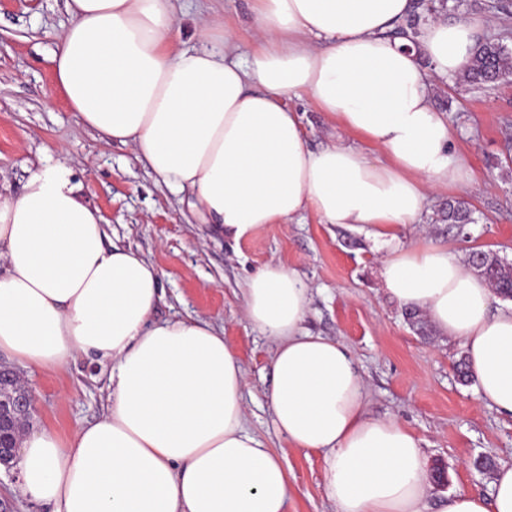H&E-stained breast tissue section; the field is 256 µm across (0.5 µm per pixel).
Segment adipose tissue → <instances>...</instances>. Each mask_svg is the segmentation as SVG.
Returning <instances> with one entry per match:
<instances>
[{"mask_svg":"<svg viewBox=\"0 0 512 512\" xmlns=\"http://www.w3.org/2000/svg\"><path fill=\"white\" fill-rule=\"evenodd\" d=\"M255 47L235 29L198 25L202 47H176L172 0H66L70 24L50 64L78 123L129 148L173 192L190 191L203 223L235 241L305 212L364 230L392 249L380 275L400 305L461 340L480 399L512 417V305L465 256L423 241L394 244L427 198L466 189L432 79L454 76L475 23L428 20L395 36L415 0H249ZM381 150L307 144L293 97ZM62 163L0 193V352L33 372L86 357L110 365L101 418L68 438L27 433L19 490L50 512H286L288 471L247 426L245 371L223 332L160 319L162 273L108 244L98 209ZM247 320L271 338L268 406L289 445L323 453L336 512H424L434 484L422 440L367 411L348 350L306 331L296 269L248 278ZM492 493L457 492L435 512H512V466Z\"/></svg>","mask_w":512,"mask_h":512,"instance_id":"1","label":"adipose tissue"}]
</instances>
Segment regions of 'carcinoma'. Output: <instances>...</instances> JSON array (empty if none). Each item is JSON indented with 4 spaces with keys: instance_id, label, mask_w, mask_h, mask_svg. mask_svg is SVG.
I'll use <instances>...</instances> for the list:
<instances>
[{
    "instance_id": "1",
    "label": "carcinoma",
    "mask_w": 512,
    "mask_h": 512,
    "mask_svg": "<svg viewBox=\"0 0 512 512\" xmlns=\"http://www.w3.org/2000/svg\"><path fill=\"white\" fill-rule=\"evenodd\" d=\"M492 8L501 15L503 33L493 39L478 41L473 46L461 75L462 81L471 86L497 84L512 76V49L506 44L507 39L512 37L508 29V21L512 18V0H497ZM442 221L448 225L473 224L475 218L466 201L450 200ZM470 264L474 273L492 284L502 299H512L511 265L490 250L486 251L484 261L478 264L472 258Z\"/></svg>"
}]
</instances>
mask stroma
I'll use <instances>...</instances> for the list:
<instances>
[{
    "mask_svg": "<svg viewBox=\"0 0 512 512\" xmlns=\"http://www.w3.org/2000/svg\"><path fill=\"white\" fill-rule=\"evenodd\" d=\"M492 3L463 0L441 15L481 20L478 37L494 38L502 22ZM69 23L65 0H0V188L19 193L37 169L65 163L99 209L110 241L139 250L160 268L164 299L158 318H202L223 330L245 369L248 424L288 468V512L335 508L325 495L322 453L289 447L270 417L274 344L244 316V283L270 263L295 268L308 285L303 326L352 354L369 386L368 412L397 418L421 438L428 463L444 467L447 481L432 488L428 504L458 490L489 495L492 473L477 462L487 457L512 464V419L483 404L475 385L459 381L454 365L465 355L461 341L432 327L419 334L404 307L388 296L379 269L386 245L310 213L267 225L239 243L201 223L145 162L76 122L49 61ZM434 104L448 116L453 155L473 170L474 185L430 198L420 223L401 232L398 243L410 246L424 230L453 252L490 250L512 263V80L477 89L455 76L439 78ZM290 105L311 148L339 137L337 123L311 100L295 98ZM456 196L471 205L477 221L451 230L439 216ZM109 375V369L84 361L25 374L35 404L31 427L67 437L96 421Z\"/></svg>",
    "mask_w": 512,
    "mask_h": 512,
    "instance_id": "35a3bbf8",
    "label": "stroma"
}]
</instances>
